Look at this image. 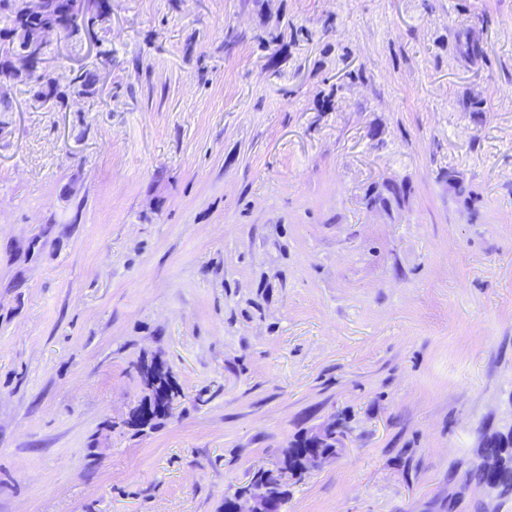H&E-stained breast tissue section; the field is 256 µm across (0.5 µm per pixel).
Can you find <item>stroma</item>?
<instances>
[{"label":"stroma","instance_id":"stroma-1","mask_svg":"<svg viewBox=\"0 0 512 512\" xmlns=\"http://www.w3.org/2000/svg\"><path fill=\"white\" fill-rule=\"evenodd\" d=\"M0 112V512H512V0H112ZM475 52H467V45ZM179 395L156 428L137 364ZM37 68H32L27 73L17 72L15 77L17 81L24 82L26 84H31V92H33V97L36 99H50L52 97L63 100L67 94L66 92H61L58 90L56 86L52 84V82L47 81L43 83L45 76L42 74L36 75ZM488 438H496L493 450L505 461L504 468L497 475L498 488L501 496L512 495V430L507 434L493 433ZM336 442H340V439H336L335 432L329 437L328 442L323 448H313L309 443L308 435L302 434L291 442L288 453L283 458L281 468L291 470L295 473V476L301 478L303 474L312 471L306 467V456L317 452L324 453L330 451L336 453ZM268 469L258 468L253 472L252 478L248 485L240 487L235 491L234 494H239L248 491L253 486L264 482V484L268 487V491L275 495L277 503L282 508L286 499L288 497V485L280 486L277 482L270 476L267 475ZM263 496L264 494L259 490L240 496L233 512H278V509Z\"/></svg>","mask_w":512,"mask_h":512}]
</instances>
